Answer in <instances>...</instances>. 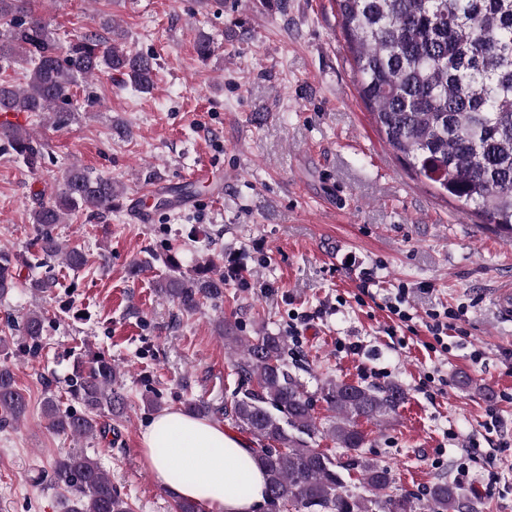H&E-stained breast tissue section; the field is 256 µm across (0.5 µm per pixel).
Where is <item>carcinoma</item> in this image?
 <instances>
[{
    "label": "carcinoma",
    "mask_w": 512,
    "mask_h": 512,
    "mask_svg": "<svg viewBox=\"0 0 512 512\" xmlns=\"http://www.w3.org/2000/svg\"><path fill=\"white\" fill-rule=\"evenodd\" d=\"M32 0H0V70L19 68L25 84L0 77V112L36 117L50 113L55 126L70 123L73 88L80 80L117 72L136 91L148 93L156 76L155 58L130 48L112 16L98 19L62 48ZM349 43L361 98L379 132L419 177L431 182L463 211L512 234V0H335ZM109 33L105 38L98 29ZM3 150L31 169L43 159L31 133L0 123ZM112 180L80 166L63 177L56 196L33 211L34 268L59 257L78 271L89 254L66 249L56 225L74 213L94 215L112 208ZM163 264L168 274L158 292L187 315L224 300V274L210 273V262L191 274L181 271L177 254ZM16 254L0 248V299L17 286ZM44 312H28L21 346L36 358L46 348ZM217 335L238 346L232 364L237 386L228 401H184V411L199 418L229 420L257 440L255 453L264 469L266 496L296 512H455L461 496L446 479L421 499L392 494L393 475L378 461L357 454L367 435L359 420L378 421L406 399L402 385L373 387L328 380L321 399L336 413L327 428L314 415L312 397L299 376L300 363L288 365V337L265 331L251 339L236 336V324L220 317ZM10 336H0V423L21 421L28 400L18 386L10 358ZM71 403L44 400L47 428L73 438L108 434L101 414L120 419L126 396L118 365L98 353L77 361L67 379ZM319 434L355 451L343 462L312 447ZM358 471L367 495L346 489L344 473ZM50 484L64 491L65 512H133L100 462L72 451L51 466Z\"/></svg>",
    "instance_id": "obj_1"
}]
</instances>
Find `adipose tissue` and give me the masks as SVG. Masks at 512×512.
Segmentation results:
<instances>
[{
	"label": "adipose tissue",
	"instance_id": "1",
	"mask_svg": "<svg viewBox=\"0 0 512 512\" xmlns=\"http://www.w3.org/2000/svg\"><path fill=\"white\" fill-rule=\"evenodd\" d=\"M141 445L159 484L206 512H255L265 496V475L253 450L221 423L171 409L151 418Z\"/></svg>",
	"mask_w": 512,
	"mask_h": 512
}]
</instances>
